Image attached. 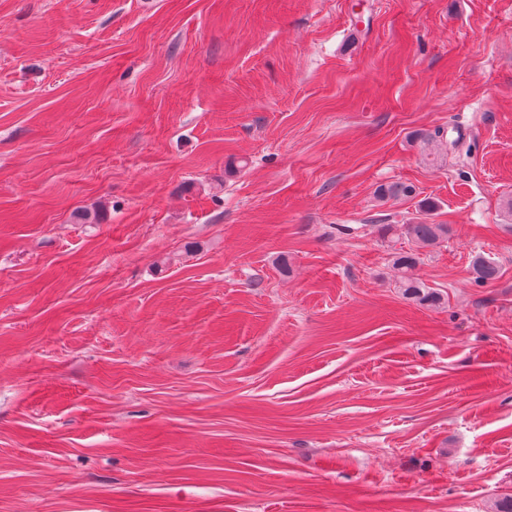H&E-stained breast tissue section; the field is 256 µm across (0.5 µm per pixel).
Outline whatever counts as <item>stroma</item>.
<instances>
[{"label": "stroma", "mask_w": 512, "mask_h": 512, "mask_svg": "<svg viewBox=\"0 0 512 512\" xmlns=\"http://www.w3.org/2000/svg\"><path fill=\"white\" fill-rule=\"evenodd\" d=\"M509 195L512 0H0V512H498ZM417 221L410 224H381L382 236L391 238H404L417 248L437 246L448 239L449 228L445 224L427 222L426 217L415 218ZM417 253L407 252L400 249L394 252L393 266L399 272V288L404 295L419 303L435 304L438 298L430 292L423 283L413 276V269L417 263ZM470 272L475 282L489 283L497 278L499 268L482 254L476 253L470 261Z\"/></svg>", "instance_id": "obj_1"}]
</instances>
